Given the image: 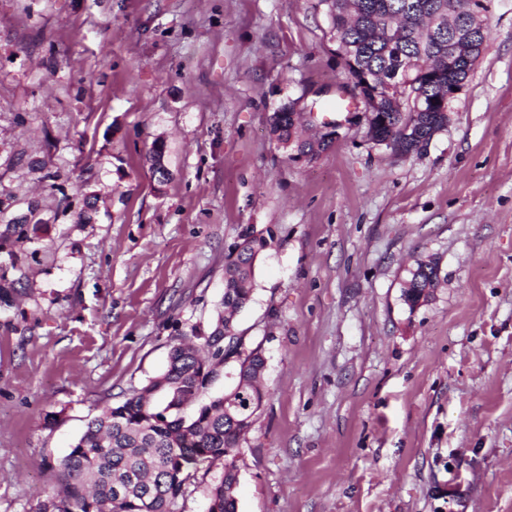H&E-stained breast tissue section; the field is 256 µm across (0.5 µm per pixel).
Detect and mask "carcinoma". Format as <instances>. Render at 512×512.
<instances>
[{
  "instance_id": "cac0c4a2",
  "label": "carcinoma",
  "mask_w": 512,
  "mask_h": 512,
  "mask_svg": "<svg viewBox=\"0 0 512 512\" xmlns=\"http://www.w3.org/2000/svg\"><path fill=\"white\" fill-rule=\"evenodd\" d=\"M454 0H333L339 13L331 38L349 46L357 65L386 78L400 65L389 47L387 29L403 34L406 77L402 84L378 83L379 95L390 109L388 132L414 122L419 137H432L443 130L437 121L423 119L415 112L419 95H436L439 88L425 82L423 72L444 61L454 33H469L479 19L477 53L485 49V13L488 0H472L473 14L452 15ZM270 133L277 144L292 146L316 157L329 144L313 150L315 140L298 134L297 114L283 103L270 116ZM25 153L0 162V254L9 266L0 267V307H9L20 292V272L25 256L18 250L24 240L41 238L48 224L69 214L77 223L89 224L96 214V195L70 183L46 161L30 158L28 171L46 184L56 200L53 215L44 218L39 204L26 201L3 184ZM273 239L272 232L256 234L246 230L239 236L224 261V295L215 320L207 333L193 331V338L179 337L171 346L164 373L147 386L134 390L124 402L109 407L88 425L70 452L55 466L59 490L40 503L37 512H176L178 500L185 499L203 466L224 462L221 479L210 490L209 512H238L235 488L238 469L231 460L242 437L250 432L265 393L260 377L265 359L258 349L245 350L233 316L252 300L254 263ZM437 267L419 262L409 271L404 298L414 307L434 286ZM236 361V383L220 397L200 403L190 415L185 408L204 395L224 362ZM164 395L160 406L153 394Z\"/></svg>"
}]
</instances>
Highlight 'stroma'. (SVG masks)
I'll list each match as a JSON object with an SVG mask.
<instances>
[{"label": "stroma", "instance_id": "obj_1", "mask_svg": "<svg viewBox=\"0 0 512 512\" xmlns=\"http://www.w3.org/2000/svg\"><path fill=\"white\" fill-rule=\"evenodd\" d=\"M485 25L419 154L356 124L294 162L270 115L352 96L324 0H0V156L51 139L97 195L93 223L21 243L0 307V512H35L88 422L209 329L246 229L274 238L235 318L267 392L238 512H512V0ZM436 270L437 267L430 262H419L415 269L409 271L403 295L410 307L418 305L421 299L426 297V290L434 286Z\"/></svg>", "mask_w": 512, "mask_h": 512}]
</instances>
